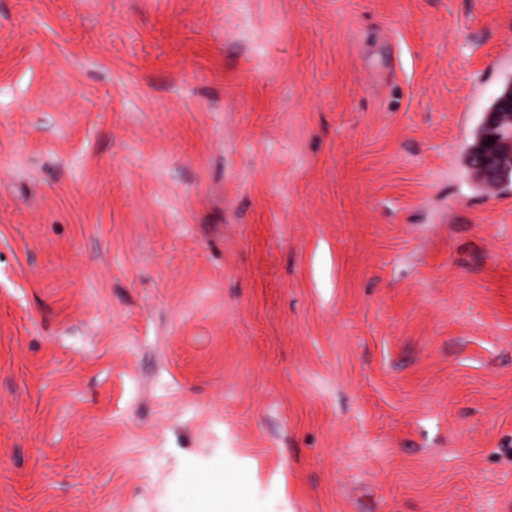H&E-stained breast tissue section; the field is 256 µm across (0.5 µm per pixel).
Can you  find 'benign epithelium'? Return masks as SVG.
<instances>
[{"label":"benign epithelium","instance_id":"7a95c632","mask_svg":"<svg viewBox=\"0 0 512 512\" xmlns=\"http://www.w3.org/2000/svg\"><path fill=\"white\" fill-rule=\"evenodd\" d=\"M490 138L494 143L488 145ZM479 148L475 167L489 185L512 173V91L500 95L494 110L486 113Z\"/></svg>","mask_w":512,"mask_h":512}]
</instances>
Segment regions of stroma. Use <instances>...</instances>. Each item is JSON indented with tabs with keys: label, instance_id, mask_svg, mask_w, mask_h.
Here are the masks:
<instances>
[{
	"label": "stroma",
	"instance_id": "35a3bbf8",
	"mask_svg": "<svg viewBox=\"0 0 512 512\" xmlns=\"http://www.w3.org/2000/svg\"><path fill=\"white\" fill-rule=\"evenodd\" d=\"M512 0H0V512H512ZM508 89L496 99L494 110L486 113L474 165L490 186L512 173V91L504 93ZM488 138H494V143L485 145Z\"/></svg>",
	"mask_w": 512,
	"mask_h": 512
}]
</instances>
